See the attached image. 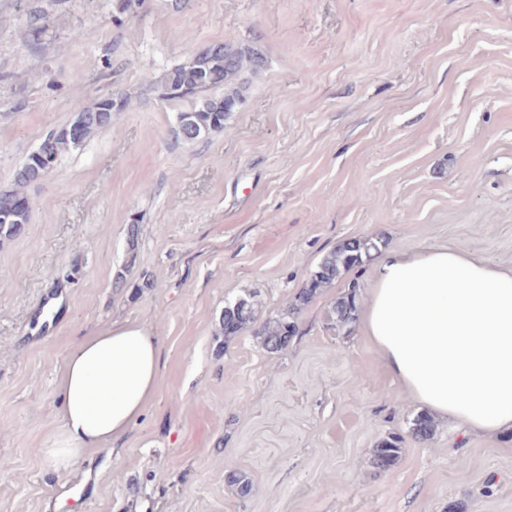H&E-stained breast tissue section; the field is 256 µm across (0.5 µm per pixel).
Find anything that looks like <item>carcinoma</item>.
Returning a JSON list of instances; mask_svg holds the SVG:
<instances>
[{"instance_id":"1","label":"carcinoma","mask_w":512,"mask_h":512,"mask_svg":"<svg viewBox=\"0 0 512 512\" xmlns=\"http://www.w3.org/2000/svg\"><path fill=\"white\" fill-rule=\"evenodd\" d=\"M264 68V57L257 49L233 41L211 45L173 67L158 84L160 95L167 100L197 96L196 104L190 111L178 114L173 135L184 141H196L223 129L224 120L245 103L249 83ZM218 86L224 87L222 95L214 97L207 94V91ZM115 104V98L108 96L75 113L66 125L48 133L36 151L57 161L78 149L79 144L65 134V127L80 124L81 141L84 142L112 126V107ZM36 164L35 156L28 154L16 171L13 187L0 191V245L21 236L29 223L31 206L27 189L37 178ZM380 246L378 240L362 238L348 239L338 245L311 274L307 287L294 297L278 317L253 329L264 349L270 354L285 350L298 331L297 317L301 308L320 289L333 283L342 271L370 260L372 253L378 251ZM356 313L357 289L353 287L336 300L332 314L336 322L347 326L356 320ZM251 323L253 304L240 299L224 307L219 331L224 337L230 338L239 335ZM434 431V421L430 416L421 414L413 420L411 433L415 438L426 440ZM400 443V438L393 435L382 439L373 450V465L381 470L390 469L401 452ZM224 483L240 498L249 496L253 489L250 479L230 461L224 462Z\"/></svg>"}]
</instances>
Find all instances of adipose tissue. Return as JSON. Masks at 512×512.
I'll return each instance as SVG.
<instances>
[{
    "label": "adipose tissue",
    "mask_w": 512,
    "mask_h": 512,
    "mask_svg": "<svg viewBox=\"0 0 512 512\" xmlns=\"http://www.w3.org/2000/svg\"><path fill=\"white\" fill-rule=\"evenodd\" d=\"M358 321L412 403L488 436L512 434V266L441 246L388 249ZM159 367L146 325L83 337L60 371V429L43 455L71 469L119 441L155 395Z\"/></svg>",
    "instance_id": "adipose-tissue-1"
}]
</instances>
